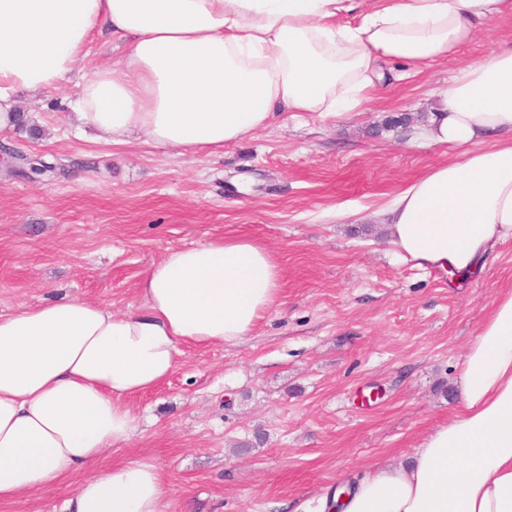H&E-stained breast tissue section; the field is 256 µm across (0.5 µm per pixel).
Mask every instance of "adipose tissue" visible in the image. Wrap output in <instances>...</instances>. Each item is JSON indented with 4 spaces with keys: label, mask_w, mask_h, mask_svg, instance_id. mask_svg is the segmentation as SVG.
Wrapping results in <instances>:
<instances>
[{
    "label": "adipose tissue",
    "mask_w": 512,
    "mask_h": 512,
    "mask_svg": "<svg viewBox=\"0 0 512 512\" xmlns=\"http://www.w3.org/2000/svg\"><path fill=\"white\" fill-rule=\"evenodd\" d=\"M358 12L354 23L339 22ZM512 0H0V130L20 91L57 87L96 31L125 51L83 81L79 134L214 154L278 112L353 110L393 61L454 57ZM414 140L465 148L386 211V244L464 278L512 240V46L465 66ZM140 309L60 297L0 314V500L84 472L64 512H166L153 465L98 468L135 430L130 398L184 345L240 344L280 297L272 250L246 237L167 252L138 284ZM458 404L409 462L375 466L341 512H512V289L499 290L457 375Z\"/></svg>",
    "instance_id": "adipose-tissue-1"
}]
</instances>
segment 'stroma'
<instances>
[{
  "mask_svg": "<svg viewBox=\"0 0 512 512\" xmlns=\"http://www.w3.org/2000/svg\"><path fill=\"white\" fill-rule=\"evenodd\" d=\"M511 45L506 16L454 58L388 66L355 111L279 112L214 155L78 136L70 98L123 51L105 32L58 88L19 93L41 133L0 130V144L56 170L15 177L0 163L1 315L60 296L140 308L138 284L167 250L224 237L257 240L281 267L280 302L247 339L183 347L166 380L130 398L134 435L101 467L154 465L167 512H313L447 422L466 349L498 291L512 289V242L462 282L392 255L383 209L464 151L411 145L391 120L423 124L461 67ZM82 478L0 512H61Z\"/></svg>",
  "mask_w": 512,
  "mask_h": 512,
  "instance_id": "stroma-1",
  "label": "stroma"
}]
</instances>
